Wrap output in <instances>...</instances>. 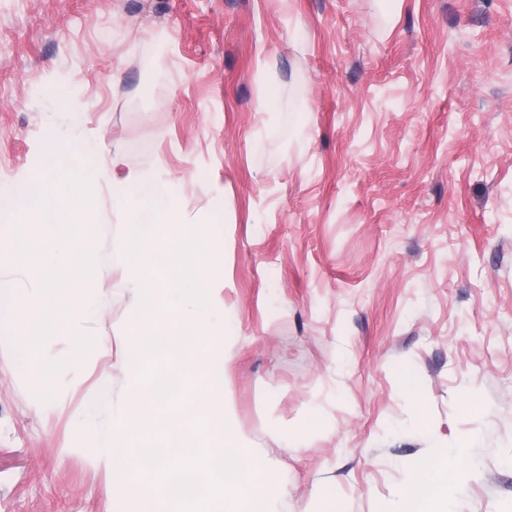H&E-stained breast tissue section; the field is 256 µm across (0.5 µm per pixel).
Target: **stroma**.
Returning a JSON list of instances; mask_svg holds the SVG:
<instances>
[{
	"mask_svg": "<svg viewBox=\"0 0 512 512\" xmlns=\"http://www.w3.org/2000/svg\"><path fill=\"white\" fill-rule=\"evenodd\" d=\"M81 140L94 311L31 358L0 326V512H128L98 451L164 435L106 430L141 178L219 258L227 419L295 512H398L470 434L455 512H512V0H0V183Z\"/></svg>",
	"mask_w": 512,
	"mask_h": 512,
	"instance_id": "35a3bbf8",
	"label": "stroma"
}]
</instances>
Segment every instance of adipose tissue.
Returning <instances> with one entry per match:
<instances>
[{
  "label": "adipose tissue",
  "instance_id": "ef3b65f1",
  "mask_svg": "<svg viewBox=\"0 0 512 512\" xmlns=\"http://www.w3.org/2000/svg\"><path fill=\"white\" fill-rule=\"evenodd\" d=\"M464 468L460 449L442 450L412 476L402 494V512H453V498Z\"/></svg>",
  "mask_w": 512,
  "mask_h": 512
}]
</instances>
